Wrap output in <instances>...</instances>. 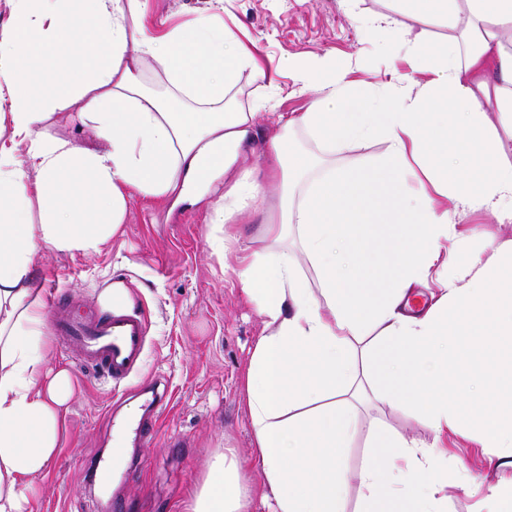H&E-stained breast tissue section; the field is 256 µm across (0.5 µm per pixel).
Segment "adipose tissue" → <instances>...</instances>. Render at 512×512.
<instances>
[{
	"label": "adipose tissue",
	"instance_id": "obj_1",
	"mask_svg": "<svg viewBox=\"0 0 512 512\" xmlns=\"http://www.w3.org/2000/svg\"><path fill=\"white\" fill-rule=\"evenodd\" d=\"M397 15L366 19V33L419 22L395 44L423 74L395 88L385 111L365 109V89L329 58L288 61L313 88L307 111L289 114L264 148L263 180L234 176L255 141L267 100L241 106L243 71L265 72L255 45L215 15L157 33L149 0H15L0 30V512H32L36 478L60 448V418L74 385L48 373L46 317L32 288L40 245L93 254L126 222L129 202L209 203L226 252L232 229L283 188L266 212L257 249L236 276L263 318L246 370L255 468L271 512H448V437L481 448L499 475L466 482L471 512H512V238H490L452 265L446 244L461 215L485 211L512 223V0H399ZM448 38L431 44L429 25ZM76 65L59 80L54 60ZM153 60L167 87L145 89ZM498 121H491L490 112ZM101 140L86 148L51 133L57 116ZM293 131L312 142L301 153ZM383 142L366 167L336 169L332 154ZM223 180L220 200L207 202ZM391 235L394 275L380 281L365 250L369 227ZM297 230L319 281L311 289L288 249ZM437 291L416 303V288ZM411 401L429 443L374 427L357 472L344 453L361 406ZM357 481L355 509L347 507ZM253 487L234 455L218 452L188 492L186 512H251Z\"/></svg>",
	"mask_w": 512,
	"mask_h": 512
}]
</instances>
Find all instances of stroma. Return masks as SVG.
<instances>
[{
    "mask_svg": "<svg viewBox=\"0 0 512 512\" xmlns=\"http://www.w3.org/2000/svg\"><path fill=\"white\" fill-rule=\"evenodd\" d=\"M396 0H221L218 13L230 29H242L258 45L263 68L274 85L242 72L237 84L240 104L270 101L258 122L259 140L279 133L278 116L302 112L314 94L285 65L294 55H330L354 80L364 81L370 107L389 104L391 88L413 71L405 60L391 59L384 36H365L366 16L397 9ZM478 236L453 247L455 263L485 245L486 234L512 237V223L500 224L485 213L462 215ZM258 217L238 225L239 241L225 256L214 251L215 231L205 206L159 207L136 198L120 233L94 254L60 252L40 246L34 280L42 303L61 296L75 314L96 303L99 288L121 281L129 288L132 312L142 315L148 341L139 368L126 382L111 386L84 368L77 351L58 341L49 345V366L69 371L75 390L62 414L60 449L46 477L38 479L34 512H112L120 500L128 512H184L189 488L205 474L214 452H233L249 482L259 475L251 466L253 431L247 413L244 375L263 321L240 297L235 275L239 249L252 246ZM162 380L168 404L156 433L134 454L138 466H122L104 488L94 483L87 465L107 457L115 417L141 409V388ZM380 423L419 441L431 431L410 408L374 404L361 409L345 462L357 471L366 454L373 424ZM452 477L470 474L490 484L497 474L480 449L449 437Z\"/></svg>",
    "mask_w": 512,
    "mask_h": 512,
    "instance_id": "stroma-1",
    "label": "stroma"
}]
</instances>
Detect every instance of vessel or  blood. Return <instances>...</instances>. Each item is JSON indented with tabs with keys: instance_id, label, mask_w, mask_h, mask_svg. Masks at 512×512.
I'll use <instances>...</instances> for the list:
<instances>
[{
	"instance_id": "obj_1",
	"label": "vessel or blood",
	"mask_w": 512,
	"mask_h": 512,
	"mask_svg": "<svg viewBox=\"0 0 512 512\" xmlns=\"http://www.w3.org/2000/svg\"><path fill=\"white\" fill-rule=\"evenodd\" d=\"M51 306L53 330L77 350L83 366L115 384L127 379L138 368L147 340V327L141 316L119 310L76 316L59 301H52ZM164 399V394L157 391L147 397L145 414L134 429L140 439L152 438L153 415Z\"/></svg>"
}]
</instances>
